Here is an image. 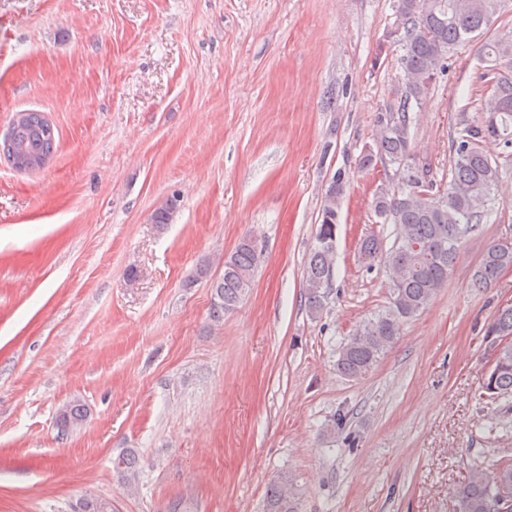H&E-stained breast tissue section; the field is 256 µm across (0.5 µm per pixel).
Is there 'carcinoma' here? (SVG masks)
Segmentation results:
<instances>
[{
  "label": "carcinoma",
  "mask_w": 512,
  "mask_h": 512,
  "mask_svg": "<svg viewBox=\"0 0 512 512\" xmlns=\"http://www.w3.org/2000/svg\"><path fill=\"white\" fill-rule=\"evenodd\" d=\"M395 21L389 37L400 47L403 81L397 84L376 118L375 138L361 151L358 167H390L397 181L380 184L371 208L384 223L395 225L392 244L383 247L375 234L360 240V255L383 265L390 281L389 305L356 329L341 346L336 363L340 374L356 378L367 372L400 338L404 325L423 311L448 283L462 238L476 230L491 211L492 192L500 166L485 149L490 140L512 144V78L501 72L492 77L476 120L461 114L450 180L439 183L425 166L411 159L412 103L419 102L433 81L447 69L449 50L482 33L485 18L498 11L499 0H393ZM490 61H504L512 71V40L497 39L482 46ZM10 144L1 152L52 158L56 151L51 123L38 111L16 113L10 125ZM347 182L334 174L321 200L320 224L315 244L305 261L302 294L311 317L320 316L332 286L336 263V226ZM258 250L240 240L224 259V274L212 283L210 316L218 321L233 311L251 290ZM512 266V245H491L472 280L476 288L491 286L506 267ZM485 338L493 345L495 361L483 383L490 399L512 395V307L502 309L488 325ZM84 405L73 401L57 415L62 432L73 431L86 418ZM115 469L133 480L139 455L129 450L114 461ZM456 512H500L512 503V457L498 455L475 462L467 479L453 492ZM265 512H297V489L283 472L266 493Z\"/></svg>",
  "instance_id": "carcinoma-1"
}]
</instances>
